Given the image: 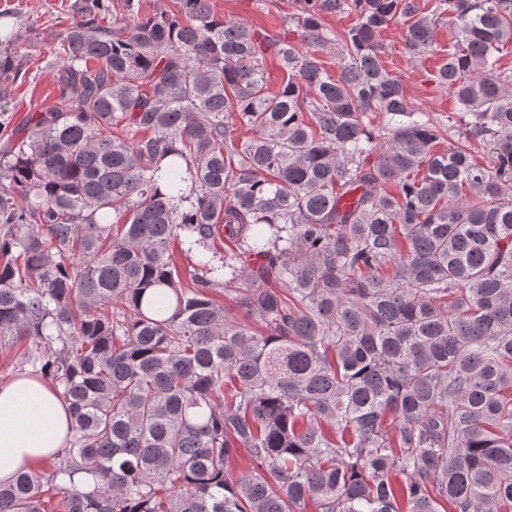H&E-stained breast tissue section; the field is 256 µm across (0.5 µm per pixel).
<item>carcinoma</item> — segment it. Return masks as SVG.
Here are the masks:
<instances>
[{"label":"carcinoma","instance_id":"carcinoma-1","mask_svg":"<svg viewBox=\"0 0 512 512\" xmlns=\"http://www.w3.org/2000/svg\"><path fill=\"white\" fill-rule=\"evenodd\" d=\"M295 9L305 53L210 0H78L58 104L15 125L0 86V348L74 430L0 512H512V0ZM445 18L446 132L379 42Z\"/></svg>","mask_w":512,"mask_h":512}]
</instances>
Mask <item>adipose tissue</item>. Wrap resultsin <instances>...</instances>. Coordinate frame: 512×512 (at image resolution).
I'll use <instances>...</instances> for the list:
<instances>
[{"instance_id": "adipose-tissue-1", "label": "adipose tissue", "mask_w": 512, "mask_h": 512, "mask_svg": "<svg viewBox=\"0 0 512 512\" xmlns=\"http://www.w3.org/2000/svg\"><path fill=\"white\" fill-rule=\"evenodd\" d=\"M73 435L69 405L40 376L0 380V484L57 460Z\"/></svg>"}]
</instances>
